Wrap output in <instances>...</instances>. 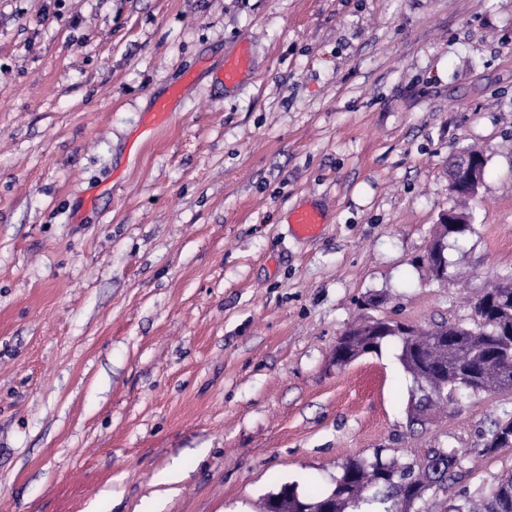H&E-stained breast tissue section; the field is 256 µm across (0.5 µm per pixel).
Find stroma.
Instances as JSON below:
<instances>
[{
  "label": "stroma",
  "instance_id": "35a3bbf8",
  "mask_svg": "<svg viewBox=\"0 0 512 512\" xmlns=\"http://www.w3.org/2000/svg\"><path fill=\"white\" fill-rule=\"evenodd\" d=\"M466 150L486 176L432 281ZM505 278L512 0H0V512H264L431 448L480 497L512 391L413 426L397 344L333 355L361 317L473 323ZM250 67V56L246 47L238 48L224 57V66L218 78L225 86L238 85ZM324 223L323 212L317 206L298 207L291 212L289 219L291 232L299 239L316 237ZM503 447H512V418L496 422L483 443V452L490 453Z\"/></svg>",
  "mask_w": 512,
  "mask_h": 512
}]
</instances>
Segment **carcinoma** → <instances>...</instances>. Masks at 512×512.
I'll return each instance as SVG.
<instances>
[{
  "label": "carcinoma",
  "mask_w": 512,
  "mask_h": 512,
  "mask_svg": "<svg viewBox=\"0 0 512 512\" xmlns=\"http://www.w3.org/2000/svg\"><path fill=\"white\" fill-rule=\"evenodd\" d=\"M355 336L348 353L376 352L384 342L400 344V360L414 380L430 391L448 386V397L462 392L477 395L495 391L512 379V289L493 286L483 292L481 311L474 326L459 323L420 329L407 336L380 325L360 323L350 330ZM512 447V418L496 422L483 443V452ZM464 468L456 450L431 448L423 457L398 465L381 456L352 458L342 465L333 490L319 487L301 497L291 485H283L268 506L284 512H360L375 505L379 512H503L512 501V473L487 488L479 500L467 492L450 507L448 498L426 499L424 489L448 493V482ZM421 508L416 510V503Z\"/></svg>",
  "instance_id": "carcinoma-1"
}]
</instances>
